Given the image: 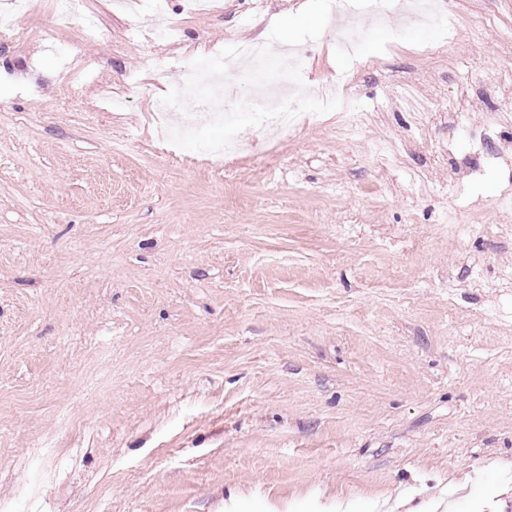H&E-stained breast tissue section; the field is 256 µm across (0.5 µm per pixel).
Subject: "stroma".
<instances>
[{"instance_id":"1","label":"stroma","mask_w":512,"mask_h":512,"mask_svg":"<svg viewBox=\"0 0 512 512\" xmlns=\"http://www.w3.org/2000/svg\"><path fill=\"white\" fill-rule=\"evenodd\" d=\"M307 0H221L171 41L26 0L0 43V512H357L512 484V0L363 17L298 53L344 111L213 164L154 99ZM405 24L401 37L389 26ZM123 99L110 108L108 97ZM57 23L69 24L73 20H81L84 32L96 35L99 32L98 22L86 10L85 0H59L56 13Z\"/></svg>"}]
</instances>
